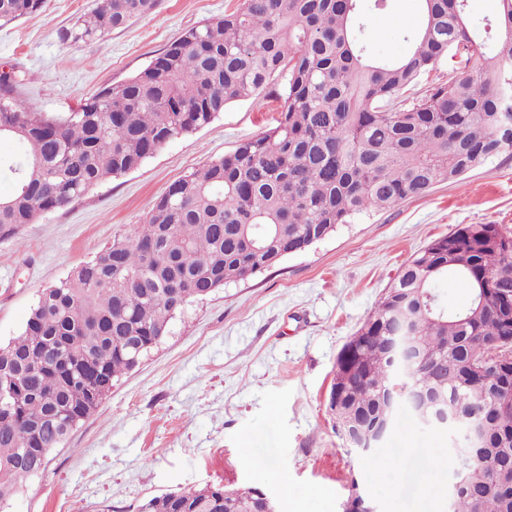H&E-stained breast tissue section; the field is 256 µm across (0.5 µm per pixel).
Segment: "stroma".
<instances>
[{"label":"stroma","mask_w":512,"mask_h":512,"mask_svg":"<svg viewBox=\"0 0 512 512\" xmlns=\"http://www.w3.org/2000/svg\"><path fill=\"white\" fill-rule=\"evenodd\" d=\"M237 2L159 0L105 41L71 44L60 40V29L94 0H46L43 11L0 27V69L13 68L16 93L30 109L63 116ZM421 15L420 0H388L386 10L366 12L371 56L408 54L405 34ZM275 118L265 101L232 103L138 168L0 241V346L22 333L42 289L133 235L173 181ZM460 224L512 231V155L340 225L279 265L189 302L6 512H136L145 498L207 484L288 492L286 512H339L353 481L379 512H447V431L399 410L389 436L363 457L344 446L327 400L339 352L404 263Z\"/></svg>","instance_id":"1"}]
</instances>
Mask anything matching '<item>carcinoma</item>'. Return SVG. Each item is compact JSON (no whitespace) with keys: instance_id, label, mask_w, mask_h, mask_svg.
Wrapping results in <instances>:
<instances>
[{"instance_id":"1","label":"carcinoma","mask_w":512,"mask_h":512,"mask_svg":"<svg viewBox=\"0 0 512 512\" xmlns=\"http://www.w3.org/2000/svg\"><path fill=\"white\" fill-rule=\"evenodd\" d=\"M413 48L369 57L362 0H240L186 31L124 81L62 117L34 112L0 72V159L15 187L0 196V240L17 236L100 182L123 175L227 105L265 94L277 124L171 183L140 230L116 239L42 290L22 333L0 346V510L50 453L94 413L114 382L169 332L192 299L246 281L325 239L357 216L456 182L512 151V0H497L493 51L475 48L466 0H422ZM158 0H95L62 41L101 40ZM45 0H0V27ZM445 58L448 76L408 92ZM469 289L453 311L437 282ZM487 288L474 302L478 282ZM413 319L419 361L407 385L435 407L484 416L485 445L462 464L452 512H512L500 471L512 465V362L482 364L483 343L512 337V233L465 224L404 264L357 331L343 419L371 428L401 397L385 353L394 296ZM251 487L205 485L153 496L138 512H260Z\"/></svg>"}]
</instances>
